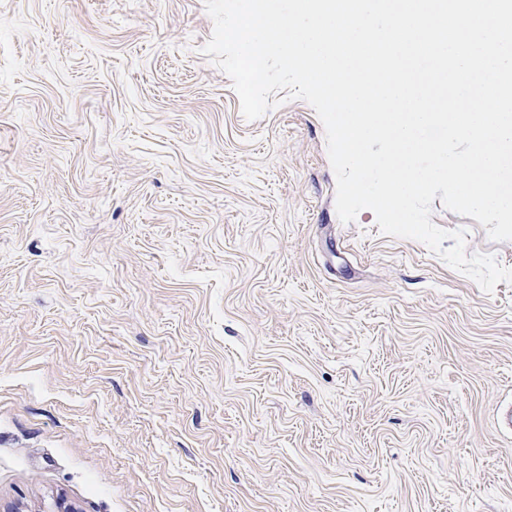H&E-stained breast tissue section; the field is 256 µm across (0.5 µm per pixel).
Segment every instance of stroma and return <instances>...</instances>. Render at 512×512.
I'll return each mask as SVG.
<instances>
[{"mask_svg": "<svg viewBox=\"0 0 512 512\" xmlns=\"http://www.w3.org/2000/svg\"><path fill=\"white\" fill-rule=\"evenodd\" d=\"M212 31L0 0V512H512V283L342 222L320 117L246 120Z\"/></svg>", "mask_w": 512, "mask_h": 512, "instance_id": "stroma-1", "label": "stroma"}]
</instances>
